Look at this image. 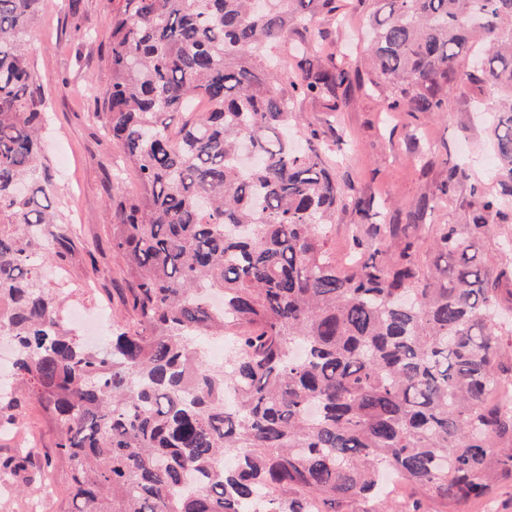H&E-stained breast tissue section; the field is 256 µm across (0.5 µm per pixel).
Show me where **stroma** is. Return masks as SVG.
<instances>
[{
    "instance_id": "obj_1",
    "label": "stroma",
    "mask_w": 512,
    "mask_h": 512,
    "mask_svg": "<svg viewBox=\"0 0 512 512\" xmlns=\"http://www.w3.org/2000/svg\"><path fill=\"white\" fill-rule=\"evenodd\" d=\"M68 0H44L29 37L30 89L43 96L45 162L56 184V205L80 249L61 270L45 279L57 290L64 312L87 316L106 313L107 326L129 323L124 304L127 285L124 262L112 251L117 221L112 185L117 169H125V185L137 192L134 171L103 130L101 104L89 86L109 68L112 17L120 0H80L78 15ZM348 20L337 24L329 15L315 18L310 29H296L275 48L277 58L296 66L305 54L306 34L346 50L352 66H363L367 40L356 0H346ZM489 89L467 85L448 94L446 118L416 112L383 110V99L351 89L337 113L336 133L342 143L328 162L341 182L352 183L357 196L373 200L380 223L415 202L423 193H437L445 177L444 157H468L473 177L493 188L484 169L493 147L474 110ZM16 432L0 437V456L34 452L39 464L53 459V434L37 407H28Z\"/></svg>"
}]
</instances>
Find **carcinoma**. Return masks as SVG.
I'll return each mask as SVG.
<instances>
[{
	"mask_svg": "<svg viewBox=\"0 0 512 512\" xmlns=\"http://www.w3.org/2000/svg\"><path fill=\"white\" fill-rule=\"evenodd\" d=\"M254 2L122 0L112 17L103 119L140 192L113 188L132 325L92 350L42 274L76 244L39 162L26 40L41 0H0V332L14 348L0 420L42 409L66 467L60 512H421L382 497L381 474L456 506L512 476V328L497 318L512 273L479 247L512 208V0H357L367 72L313 41L322 60L286 87L271 50L320 13L342 21L339 0ZM465 82L497 92V189L470 185L427 268L408 234L435 210L427 195L404 223L353 235L338 266L336 210L369 218L372 203L336 180L318 130L294 147L295 101L337 112L357 86L388 90L387 112L432 114ZM442 163L450 195L471 175ZM204 336L234 337L224 366L199 356ZM30 465L0 459V474Z\"/></svg>",
	"mask_w": 512,
	"mask_h": 512,
	"instance_id": "cac0c4a2",
	"label": "carcinoma"
}]
</instances>
